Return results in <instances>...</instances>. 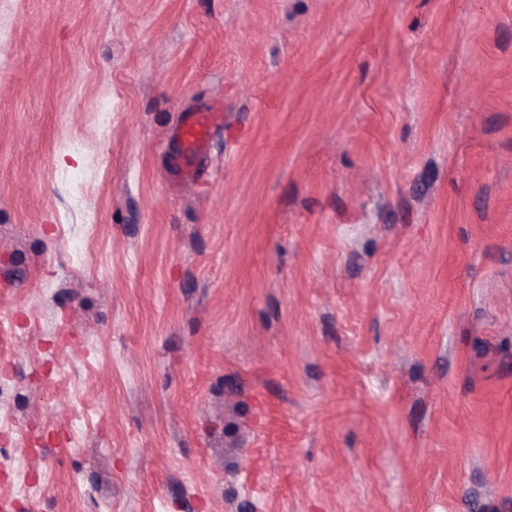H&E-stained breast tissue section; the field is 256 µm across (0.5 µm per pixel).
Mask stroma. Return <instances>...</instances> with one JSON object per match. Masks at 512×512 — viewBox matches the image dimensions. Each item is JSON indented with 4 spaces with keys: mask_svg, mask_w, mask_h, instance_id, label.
I'll return each instance as SVG.
<instances>
[{
    "mask_svg": "<svg viewBox=\"0 0 512 512\" xmlns=\"http://www.w3.org/2000/svg\"><path fill=\"white\" fill-rule=\"evenodd\" d=\"M0 512H512V0H0ZM178 125L173 129V135L183 143L185 180L194 181L197 170L190 168L191 160L205 155L210 147V134L216 126L218 112H187Z\"/></svg>",
    "mask_w": 512,
    "mask_h": 512,
    "instance_id": "1",
    "label": "stroma"
}]
</instances>
